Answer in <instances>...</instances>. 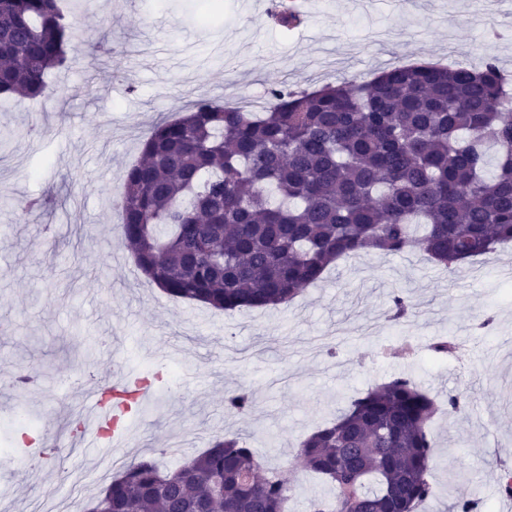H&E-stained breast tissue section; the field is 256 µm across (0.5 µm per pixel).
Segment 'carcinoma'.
<instances>
[{
    "mask_svg": "<svg viewBox=\"0 0 512 512\" xmlns=\"http://www.w3.org/2000/svg\"><path fill=\"white\" fill-rule=\"evenodd\" d=\"M74 25L59 0H0V96H44ZM270 95L260 109L196 99L123 172L122 238L168 295L275 307L343 258L419 248L455 270L512 242V94L496 60ZM392 302L395 321L413 312ZM225 405L245 414L253 399ZM436 411L407 377L353 399L300 445L328 488L308 512H415L435 495ZM262 471L248 437L216 436L172 470L132 459L81 512H287L293 487Z\"/></svg>",
    "mask_w": 512,
    "mask_h": 512,
    "instance_id": "cac0c4a2",
    "label": "carcinoma"
}]
</instances>
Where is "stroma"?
<instances>
[{
    "instance_id": "1",
    "label": "stroma",
    "mask_w": 512,
    "mask_h": 512,
    "mask_svg": "<svg viewBox=\"0 0 512 512\" xmlns=\"http://www.w3.org/2000/svg\"><path fill=\"white\" fill-rule=\"evenodd\" d=\"M278 0H71L78 35L38 101L0 99V512H70L103 488L125 448L62 449L17 465L24 428L53 445L79 388L129 371L153 379L135 423L140 453L186 439L249 436L264 468L296 488L288 512L322 491L299 442L367 389L411 378L439 407L429 480L418 512H452L467 496L506 512L498 477L512 469V249L455 272L420 250L339 260L292 302L220 311L174 299L137 268L119 232L122 170L156 123L199 96L245 103L272 88L361 83L398 63L479 65L512 75V0H305L285 32ZM401 294L409 321L390 318ZM452 337L453 355L433 352ZM24 369L37 385L14 386ZM252 394L249 413L231 392ZM461 412L448 413L449 395ZM461 473L452 485L448 475Z\"/></svg>"
}]
</instances>
